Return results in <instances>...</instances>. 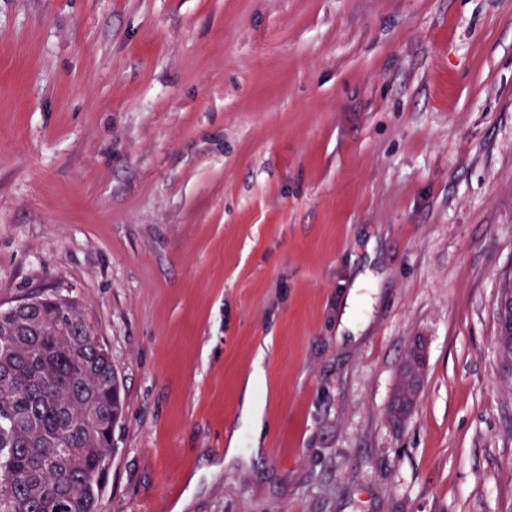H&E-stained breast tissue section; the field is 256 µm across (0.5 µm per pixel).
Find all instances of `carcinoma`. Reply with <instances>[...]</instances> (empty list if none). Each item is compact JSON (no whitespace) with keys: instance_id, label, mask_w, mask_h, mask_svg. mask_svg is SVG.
Listing matches in <instances>:
<instances>
[{"instance_id":"carcinoma-1","label":"carcinoma","mask_w":512,"mask_h":512,"mask_svg":"<svg viewBox=\"0 0 512 512\" xmlns=\"http://www.w3.org/2000/svg\"><path fill=\"white\" fill-rule=\"evenodd\" d=\"M123 416L112 355L76 305L41 296L26 312L0 310V512H99Z\"/></svg>"}]
</instances>
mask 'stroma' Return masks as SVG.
Returning a JSON list of instances; mask_svg holds the SVG:
<instances>
[{
	"label": "stroma",
	"mask_w": 512,
	"mask_h": 512,
	"mask_svg": "<svg viewBox=\"0 0 512 512\" xmlns=\"http://www.w3.org/2000/svg\"><path fill=\"white\" fill-rule=\"evenodd\" d=\"M510 280L512 0H0V308L112 355L100 512H512Z\"/></svg>",
	"instance_id": "obj_1"
}]
</instances>
